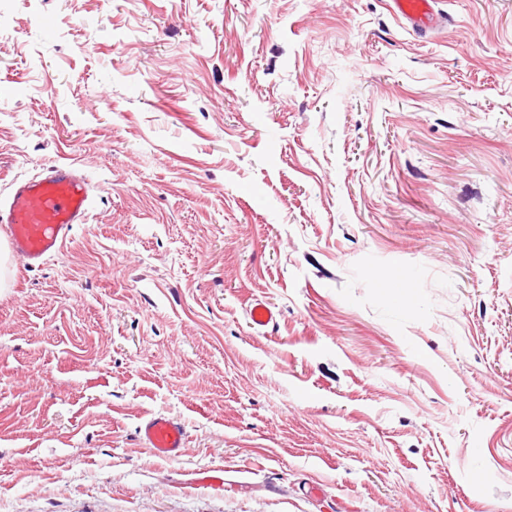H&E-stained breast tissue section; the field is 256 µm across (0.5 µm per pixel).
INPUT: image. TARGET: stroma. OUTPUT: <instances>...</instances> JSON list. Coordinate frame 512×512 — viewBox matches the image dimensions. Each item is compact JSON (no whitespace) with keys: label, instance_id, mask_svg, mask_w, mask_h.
<instances>
[{"label":"stroma","instance_id":"stroma-1","mask_svg":"<svg viewBox=\"0 0 512 512\" xmlns=\"http://www.w3.org/2000/svg\"><path fill=\"white\" fill-rule=\"evenodd\" d=\"M439 7L0 0V199L93 198L0 271V512H512V0ZM436 0H389L394 16L414 27L430 28L437 19ZM91 199L86 177L63 164L15 181L0 202L1 229L13 254L28 268L43 265L62 249L74 224L85 223ZM140 443L165 459L181 456L185 448L186 428L182 420L169 415H156L139 427Z\"/></svg>","mask_w":512,"mask_h":512}]
</instances>
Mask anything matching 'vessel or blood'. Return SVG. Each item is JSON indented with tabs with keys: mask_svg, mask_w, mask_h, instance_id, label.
<instances>
[{
	"mask_svg": "<svg viewBox=\"0 0 512 512\" xmlns=\"http://www.w3.org/2000/svg\"><path fill=\"white\" fill-rule=\"evenodd\" d=\"M436 0H389L394 16L414 27H432ZM88 180L72 167L56 164L30 179L14 182L10 196L0 202V230L13 254L37 268L58 253L74 225L84 223L91 205ZM140 443L165 459L181 456L186 428L180 418L156 415L139 427Z\"/></svg>",
	"mask_w": 512,
	"mask_h": 512,
	"instance_id": "vessel-or-blood-1",
	"label": "vessel or blood"
}]
</instances>
